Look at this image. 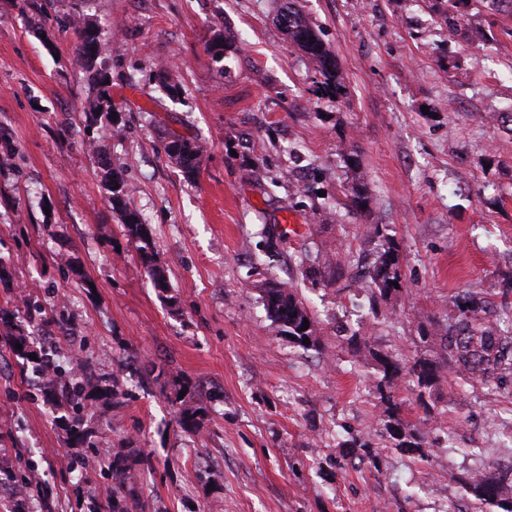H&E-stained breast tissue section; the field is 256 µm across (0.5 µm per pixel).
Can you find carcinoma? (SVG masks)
<instances>
[{
	"label": "carcinoma",
	"instance_id": "obj_1",
	"mask_svg": "<svg viewBox=\"0 0 512 512\" xmlns=\"http://www.w3.org/2000/svg\"><path fill=\"white\" fill-rule=\"evenodd\" d=\"M281 23L288 32L292 44L296 45L304 54L314 62L318 72L324 78L323 84L340 93L343 88L341 76L329 48L324 45L314 29L305 18L296 10H290L282 16ZM72 27L80 33L78 54L84 68L91 74V78L100 86L109 80L106 72L100 67L99 58L102 48L95 36L92 26L85 20H79ZM89 112L95 117L107 118V124L114 125L110 119L112 107L104 94H99L89 103ZM164 152L170 161L180 168L184 175L193 179L200 170L205 152V146L196 139H188L181 135L171 134L163 140ZM104 178L107 190L111 191L112 209L120 212L123 217L127 235L135 240L137 248L146 268V273L157 288L167 287V278L164 270L158 267L153 259L154 242L144 229L140 216L129 209L127 199L131 189L122 173L115 171L111 165L103 160ZM386 247L375 259L372 269L368 271L371 284L380 295L385 296L395 290L393 283L400 281L399 254L393 246L391 239H385ZM266 307L272 321L279 331L291 336V341L300 346H315L317 336L315 328L301 331L303 320L310 319L309 313L295 295L282 288L273 287L267 291L265 297ZM309 339L310 344L303 343ZM448 341V357L446 365L466 374L471 379L484 383H498L504 375L512 372V312H504L499 321L492 323L480 319L471 307L457 305V312L448 318L446 336ZM11 347L16 349L17 355L26 361L37 354L32 348L27 335L17 332L8 334ZM22 348H16V344ZM377 361L382 373V381L389 383L396 379L401 368L385 354L371 353ZM441 365L437 362L415 363L410 372L416 377L418 387L428 388L435 384L440 376ZM98 392V396L105 397L110 393L107 386L100 383L77 378L73 370L57 366L50 378V385L46 386L51 399L57 404L65 403L68 413L59 418L61 426L68 432L70 438L77 444L89 442L92 430L85 427L84 403L86 389ZM392 425L389 426L390 437L397 440L398 448H419V436L411 434L402 436L399 417L393 416ZM466 491L482 504H491L502 512H512V498H507L504 487L494 478L487 475H474L466 483Z\"/></svg>",
	"mask_w": 512,
	"mask_h": 512
}]
</instances>
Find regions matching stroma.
<instances>
[{"instance_id":"1","label":"stroma","mask_w":512,"mask_h":512,"mask_svg":"<svg viewBox=\"0 0 512 512\" xmlns=\"http://www.w3.org/2000/svg\"><path fill=\"white\" fill-rule=\"evenodd\" d=\"M286 2L0 0V309L47 368L114 383L86 403L92 445L73 444L0 337V468L27 469L28 512H100L114 456L145 512H499L466 493L476 473L512 494V380L444 372L421 389L409 372L443 360L445 341L422 335L457 303L490 321L512 305V132L494 118L512 107V9L297 0L336 56L338 96L291 45ZM452 15L465 36H449ZM76 17L104 46L120 127L97 153ZM170 133L205 142L196 179L168 160ZM104 158L167 289L112 208ZM388 240L401 285L380 298L367 271ZM273 284L302 301L316 346L279 333ZM378 353L401 367L389 390L421 447L386 430Z\"/></svg>"}]
</instances>
